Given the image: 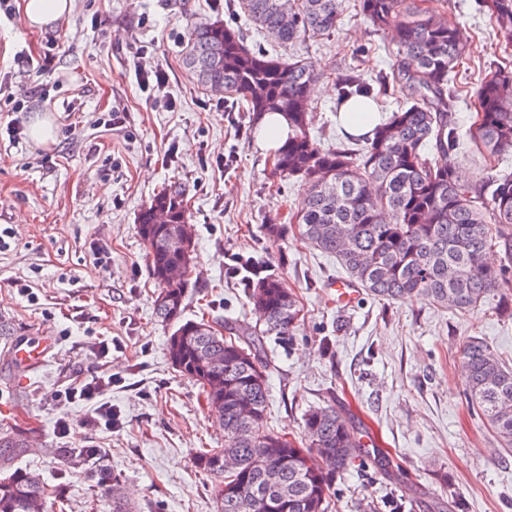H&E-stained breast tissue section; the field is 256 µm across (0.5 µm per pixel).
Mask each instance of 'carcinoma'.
<instances>
[{
	"label": "carcinoma",
	"instance_id": "carcinoma-1",
	"mask_svg": "<svg viewBox=\"0 0 512 512\" xmlns=\"http://www.w3.org/2000/svg\"><path fill=\"white\" fill-rule=\"evenodd\" d=\"M499 33L512 46V0H486ZM239 8L269 38L288 46L336 30L341 0H239ZM364 18L375 31L393 30L401 60L395 83L405 103L378 124L365 146L325 148L312 134L311 95L316 76L300 60L285 61L247 46L239 30L223 22L189 30L184 64L204 86L220 85L224 97L252 113L258 122L268 112L288 118L291 134L272 158L271 175L301 178L306 192L291 217L296 238L336 257L354 281L381 300L419 294L466 315L491 300L512 317V296L500 293L512 279V174L490 175L477 183L463 172L453 153L458 131L451 118L454 87L450 74L465 48L456 31L419 0H360ZM376 102L371 84L349 75L338 85V104ZM471 136L477 150L492 159L512 152V71L498 68L475 96ZM167 212L164 224L156 213ZM190 223L184 190L170 185L137 215V233L159 292L155 314L174 326L166 353L171 363L202 387L220 409L224 447L201 450L198 468L215 482L216 512H329L336 471L373 466L336 403L310 408L304 415L305 438L274 432L267 426L268 385L264 346L259 336L291 334L300 307L295 294L273 276L248 283L249 303L265 330L240 323L224 331L205 322L183 320L190 279L170 281V267L195 261L172 248L181 225ZM497 249L501 263L489 265L487 251ZM465 397L512 452V367L478 337L462 349ZM250 407L248 414L242 406ZM30 452L18 434L0 436V512H65L64 500L32 472L14 467ZM241 469L224 472V455ZM73 465L89 470L111 501L112 512H135L125 497L113 498L117 477L105 465L100 448L69 450ZM278 475L288 492V507L270 510L262 492L266 474Z\"/></svg>",
	"mask_w": 512,
	"mask_h": 512
}]
</instances>
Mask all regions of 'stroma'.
Listing matches in <instances>:
<instances>
[{"label":"stroma","instance_id":"stroma-1","mask_svg":"<svg viewBox=\"0 0 512 512\" xmlns=\"http://www.w3.org/2000/svg\"><path fill=\"white\" fill-rule=\"evenodd\" d=\"M459 29L466 56L453 74L457 156L474 180L512 172V155L493 162L470 135L475 94L491 71L512 69L484 0H432ZM223 21L249 46L267 48L242 23L235 0H74L51 30H26L0 15V92L24 111L0 112V435L19 433L32 450L18 466L38 472L67 502L65 512H109L110 503L64 448H101L136 512H216L214 481L195 464L197 450L224 445L199 385L165 351L170 327L154 312L158 286L136 216L162 188L186 189L196 262L184 302L187 320L260 319L239 279L224 270L237 253L263 265L296 295L301 315L289 336L265 338L267 424L300 434L310 407L335 397L362 429L369 450L392 474H337V512H434L435 502L464 498L466 512H512V456L498 447L465 398L460 356L468 337L512 366V319L485 307L459 315L416 301H381L359 292L337 303L331 281L344 277L335 257L265 227L295 212L303 184L270 176L272 156L254 142L252 116L228 112L224 97L197 84L182 62L190 28ZM291 55L320 76L314 133L345 144L336 126L337 80L355 72L383 85L375 110L402 96L392 72L397 45L374 31L358 0H342L336 30L297 43ZM54 66L37 68L43 57ZM166 71L165 92L142 75ZM50 113L56 142L33 144V116ZM121 117L107 125L109 114ZM31 285V294L18 284ZM49 336L55 348L24 373L6 356L18 339ZM114 348L100 357V341ZM75 370L111 375L112 430L85 426L90 406L58 393ZM70 429L61 432L59 424Z\"/></svg>","mask_w":512,"mask_h":512}]
</instances>
